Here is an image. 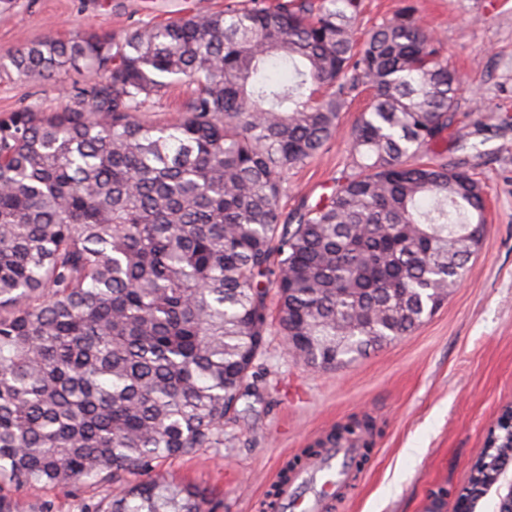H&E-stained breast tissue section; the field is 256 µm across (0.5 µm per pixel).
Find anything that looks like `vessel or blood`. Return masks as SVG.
<instances>
[{
  "label": "vessel or blood",
  "instance_id": "1",
  "mask_svg": "<svg viewBox=\"0 0 512 512\" xmlns=\"http://www.w3.org/2000/svg\"><path fill=\"white\" fill-rule=\"evenodd\" d=\"M359 453L356 442L341 440L309 459L290 479L277 480L283 512H331L350 488V466Z\"/></svg>",
  "mask_w": 512,
  "mask_h": 512
}]
</instances>
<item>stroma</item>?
I'll return each mask as SVG.
<instances>
[{"mask_svg":"<svg viewBox=\"0 0 512 512\" xmlns=\"http://www.w3.org/2000/svg\"><path fill=\"white\" fill-rule=\"evenodd\" d=\"M228 0H0V115L29 107L59 112L89 74L68 71L32 82L9 56L47 37H80L171 21ZM443 46L462 83L455 127L437 154L474 173L486 195V232L467 280L407 336L328 370L296 361L270 326L249 380V416L225 421L224 446L162 459L156 474L205 491L212 512H264L273 479L349 419L375 425L369 460L336 512H428L444 490L455 504L486 435L512 405V0H363L365 34L406 4ZM370 102L362 92L342 112L323 150L287 174L283 211L315 205L349 161L350 133ZM475 127V149L457 148L459 127ZM107 493L38 484L0 486V495L40 502L48 512H84Z\"/></svg>","mask_w":512,"mask_h":512,"instance_id":"1","label":"stroma"}]
</instances>
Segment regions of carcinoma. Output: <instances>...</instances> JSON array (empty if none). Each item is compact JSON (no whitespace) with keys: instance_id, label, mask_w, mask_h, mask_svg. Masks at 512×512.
Returning <instances> with one entry per match:
<instances>
[{"instance_id":"cac0c4a2","label":"carcinoma","mask_w":512,"mask_h":512,"mask_svg":"<svg viewBox=\"0 0 512 512\" xmlns=\"http://www.w3.org/2000/svg\"><path fill=\"white\" fill-rule=\"evenodd\" d=\"M116 37L17 50L30 81L93 80L73 106L0 117V482L67 491L136 477L89 512H210L160 458L224 447L276 321L304 365L330 369L419 327L466 277L483 187L446 161L462 91L409 3L355 38L360 0H250ZM277 57L292 69L265 74ZM195 85L165 124L140 118ZM373 92L330 195L283 214L286 173ZM370 429L357 418L328 435ZM470 472L476 497L512 463L509 428ZM0 512H47L0 498Z\"/></svg>"}]
</instances>
